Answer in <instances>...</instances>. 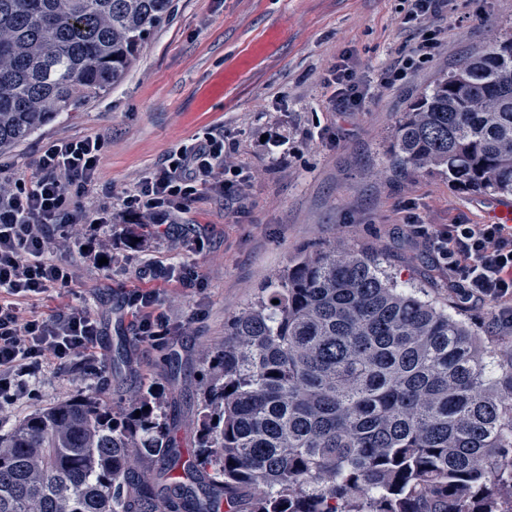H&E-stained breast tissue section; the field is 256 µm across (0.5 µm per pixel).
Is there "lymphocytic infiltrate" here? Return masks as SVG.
<instances>
[{"instance_id":"1","label":"lymphocytic infiltrate","mask_w":512,"mask_h":512,"mask_svg":"<svg viewBox=\"0 0 512 512\" xmlns=\"http://www.w3.org/2000/svg\"><path fill=\"white\" fill-rule=\"evenodd\" d=\"M104 142L82 136L48 145L36 172L0 185V402L13 401L47 360L59 364L93 359L101 328L82 307L43 317L35 306L52 292H66L76 277L74 261L61 259L72 247L68 227L91 224L81 204L98 180ZM243 170L226 153L224 133L209 129L202 138L169 153L151 177L120 197L125 212L143 225L170 226L177 215L210 191L239 197ZM415 236L428 243L448 280L469 301L499 303L497 320L512 326V226L505 224H416ZM141 288L127 298L136 336L159 345L169 320L153 281L194 285L195 270L153 262L139 270Z\"/></svg>"}]
</instances>
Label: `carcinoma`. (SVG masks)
<instances>
[{"mask_svg":"<svg viewBox=\"0 0 512 512\" xmlns=\"http://www.w3.org/2000/svg\"><path fill=\"white\" fill-rule=\"evenodd\" d=\"M171 0H0V153L112 91ZM391 161L512 196V36L404 113ZM195 448L153 386L0 430V512H512V369L334 245L288 262L207 355Z\"/></svg>","mask_w":512,"mask_h":512,"instance_id":"1","label":"carcinoma"}]
</instances>
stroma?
Wrapping results in <instances>:
<instances>
[{"instance_id":"obj_1","label":"stroma","mask_w":512,"mask_h":512,"mask_svg":"<svg viewBox=\"0 0 512 512\" xmlns=\"http://www.w3.org/2000/svg\"><path fill=\"white\" fill-rule=\"evenodd\" d=\"M405 0H172L127 79L79 112L62 113L13 153L0 155V180L32 175L42 148L77 135L105 142L102 182L87 194L112 222L73 226L80 243L106 235L112 260L79 258L73 293L51 296L43 315L84 305L101 323L96 346L106 382L84 362L44 363L36 381L0 418L20 420L79 392H94L120 411L125 395L148 385L164 390L180 421L178 439L191 448L197 430L198 377L206 352L224 338L225 321L253 302L261 286L300 253L331 245L373 253L402 288L455 312L483 337L499 369L512 367V328L496 320L493 302L467 301L412 222L482 224L487 208L512 196L468 192L447 176L395 168L390 149L397 122L440 77L479 50L512 34V0H450L429 16L438 45L407 75L385 84L408 55L417 22ZM350 68L364 88L363 106L335 111L329 98L336 66ZM212 127L224 130L249 182L233 205L205 197L177 218L180 247L151 233L132 242L133 216L117 192L151 176L172 150ZM150 262L191 266L200 287L160 283L171 317L167 347L141 344L126 313Z\"/></svg>"}]
</instances>
